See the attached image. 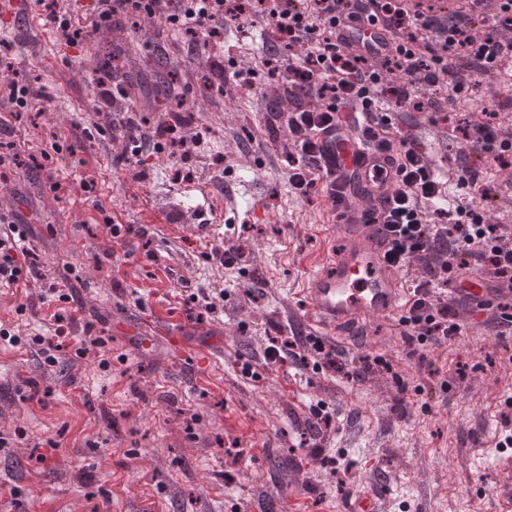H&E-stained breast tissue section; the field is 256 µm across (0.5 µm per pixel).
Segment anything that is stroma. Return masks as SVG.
Segmentation results:
<instances>
[{
    "mask_svg": "<svg viewBox=\"0 0 512 512\" xmlns=\"http://www.w3.org/2000/svg\"><path fill=\"white\" fill-rule=\"evenodd\" d=\"M17 3L0 19V87L19 80L41 108L18 111L0 90V141L14 145L0 213L27 225L42 269L0 285V327L27 341L0 346V434L11 439L0 512H290L298 497L308 512H344L365 494L383 512H504L512 363L486 316L429 347L423 368L388 321L324 335L335 367L267 366L276 330L311 332L299 291L334 215L322 190L291 192L259 89L203 81L204 58L167 20L176 0L115 29L96 28V0H65L82 32L73 46L36 0ZM159 55L174 73L154 66ZM99 62L117 65L122 87L105 106ZM167 81L187 94L192 122L154 97ZM489 94L405 113L403 132L439 169L456 168L471 149L453 130L484 122ZM128 113L177 124L179 142L132 155L112 135ZM113 222L134 234L116 243ZM228 241L248 250L246 274L224 268ZM52 284L72 300L50 298ZM225 286L198 322L190 296ZM36 334L59 344L55 362L38 356ZM378 356L386 366L366 368ZM316 409L329 426L310 427Z\"/></svg>",
    "mask_w": 512,
    "mask_h": 512,
    "instance_id": "obj_1",
    "label": "stroma"
}]
</instances>
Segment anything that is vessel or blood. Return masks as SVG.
Segmentation results:
<instances>
[{
    "mask_svg": "<svg viewBox=\"0 0 512 512\" xmlns=\"http://www.w3.org/2000/svg\"><path fill=\"white\" fill-rule=\"evenodd\" d=\"M341 41L368 43L367 55L376 63L391 45L387 31L378 24L362 33L343 29ZM341 118L343 127L331 148L336 154V183L344 187L347 203L336 214V242L315 266L302 293L310 326L351 336L393 318L403 307L406 288L403 272L385 258L381 225L364 221L365 213L380 212L385 199L396 191L394 170L385 154L364 138L361 112L348 109ZM504 293V286L495 279L473 275L449 285L448 302L465 318Z\"/></svg>",
    "mask_w": 512,
    "mask_h": 512,
    "instance_id": "1",
    "label": "vessel or blood"
}]
</instances>
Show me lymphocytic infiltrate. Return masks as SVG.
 <instances>
[{"label": "lymphocytic infiltrate", "instance_id": "f902f5d3", "mask_svg": "<svg viewBox=\"0 0 512 512\" xmlns=\"http://www.w3.org/2000/svg\"><path fill=\"white\" fill-rule=\"evenodd\" d=\"M160 5L161 0H98L96 23L109 29L126 18H149ZM362 20L384 24L394 37L381 65L336 40L337 26ZM169 21L180 25L195 51L208 48L230 23L240 31L259 22L270 29L272 44L258 58L231 60L224 83L250 89L256 72L265 71L261 98L279 109L277 118L287 131L281 150L288 183L299 198L330 183L319 134H335L343 109L375 113L369 136L398 163V189L384 226L392 238L388 260L414 272L408 307L399 318L412 353L459 334L444 300L450 279L479 272L512 289V226L486 219L498 204L499 186L479 182L473 167H462L457 182L475 193L469 202L449 203L432 158L400 136L379 109L392 95L404 111L424 112L436 98L454 99L495 76L498 63L512 58V0H467L456 9L426 11L410 0H182ZM480 22L489 27L481 40L473 35ZM503 107L490 100L486 121L462 131L477 159L499 166L512 162V131L496 121ZM25 242V229L0 214V283L16 284L34 274ZM307 343L304 352L297 340L273 339L265 362L304 365L313 353L334 366L322 341L311 336Z\"/></svg>", "mask_w": 512, "mask_h": 512}]
</instances>
